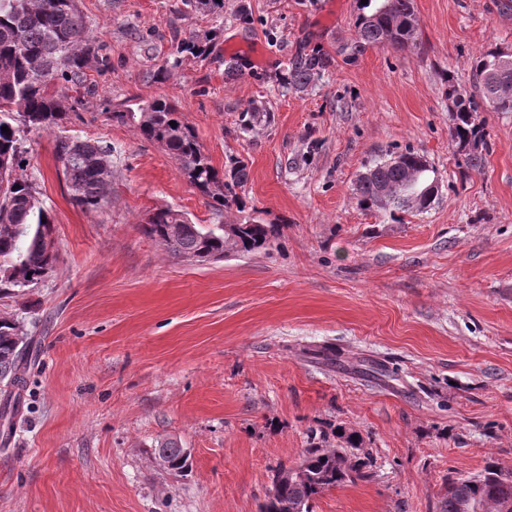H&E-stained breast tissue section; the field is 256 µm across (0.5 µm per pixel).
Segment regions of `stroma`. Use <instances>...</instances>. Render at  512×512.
Wrapping results in <instances>:
<instances>
[{
    "mask_svg": "<svg viewBox=\"0 0 512 512\" xmlns=\"http://www.w3.org/2000/svg\"><path fill=\"white\" fill-rule=\"evenodd\" d=\"M413 3L415 45L357 51L359 0H79L108 65L88 71L76 116L23 143L58 262L0 296L41 350L0 446V512H259L275 471L331 424L359 431L373 463L314 512H439L452 480L512 477V112H478L489 151L466 168L445 83L470 87L476 57L512 51V0ZM191 33L213 35L210 53L161 73ZM303 45L333 62L298 91L281 76ZM232 56L244 77L225 75ZM161 97L213 166L244 160L242 208H212L109 116ZM252 106L270 118L245 132ZM60 137L110 146L101 208L71 201ZM408 148L438 173L435 203L400 223L362 210L357 175ZM166 206L281 233L194 262L140 232ZM166 438L189 451L186 472L152 465Z\"/></svg>",
    "mask_w": 512,
    "mask_h": 512,
    "instance_id": "stroma-1",
    "label": "stroma"
}]
</instances>
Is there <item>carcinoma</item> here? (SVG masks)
I'll list each match as a JSON object with an SVG mask.
<instances>
[{
	"label": "carcinoma",
	"instance_id": "obj_1",
	"mask_svg": "<svg viewBox=\"0 0 512 512\" xmlns=\"http://www.w3.org/2000/svg\"><path fill=\"white\" fill-rule=\"evenodd\" d=\"M355 47L405 48L416 41L417 25L413 0H368L355 21ZM210 37L192 34L177 41L176 53L203 55ZM503 50L484 51L473 63V91L461 89L448 75L446 96L454 106L452 147L466 165L484 163L488 143L477 122L480 103L493 112H512V63L504 62ZM104 63L100 46L91 35L74 0H0V159L8 162L7 188L0 200V286L31 288L53 270L57 253L46 248L53 237V222L32 182L17 176L23 168L22 134L47 130L69 119L74 103L85 87L86 71ZM332 58L320 49L303 50L290 62L285 74L288 85L305 88L331 66ZM112 119L134 124L140 135L168 150L179 172L198 190L211 207L221 210L238 204L235 188L248 179L247 164L237 160L225 175L219 172L193 129L177 107L166 98L136 103V108L112 111ZM175 125H170V122ZM8 130H2V127ZM106 146L60 138L55 155L71 200L82 208H98L110 191ZM403 161L390 165L382 160L359 175L355 194L358 205L368 211L402 222L405 213H424L439 191L434 167L418 165L420 155L408 150ZM206 228L193 224L184 213L171 207L152 213L140 225L143 235L165 246L174 256L198 262L220 259L228 252L252 253L266 248L280 235L276 224L247 221ZM38 358V349L24 337L23 325L13 318L0 319V440L8 443L16 416L24 405L25 375ZM171 462V471L187 469L185 449L175 440L159 441ZM371 452L360 432L345 426L320 431L318 441L305 449L303 462L311 478H281L276 498L264 503L261 512H313L314 501L326 491L365 477L363 468ZM512 501V479L493 467L475 476L460 478L448 486L440 512H498L499 504Z\"/></svg>",
	"mask_w": 512,
	"mask_h": 512
}]
</instances>
